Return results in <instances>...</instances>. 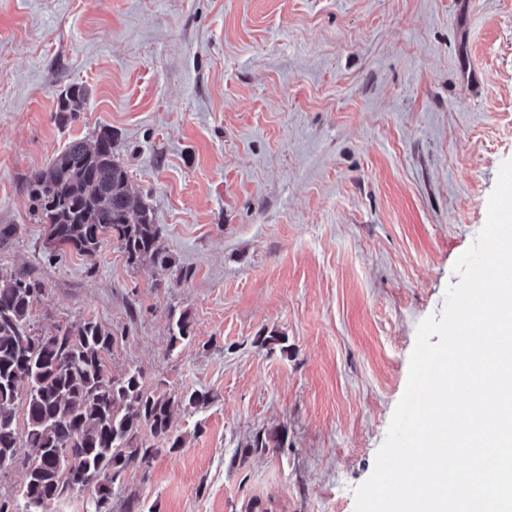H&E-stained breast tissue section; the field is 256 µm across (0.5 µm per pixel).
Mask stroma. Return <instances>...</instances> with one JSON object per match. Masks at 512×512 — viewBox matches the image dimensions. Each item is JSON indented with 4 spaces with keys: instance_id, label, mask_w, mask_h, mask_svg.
<instances>
[{
    "instance_id": "35a3bbf8",
    "label": "stroma",
    "mask_w": 512,
    "mask_h": 512,
    "mask_svg": "<svg viewBox=\"0 0 512 512\" xmlns=\"http://www.w3.org/2000/svg\"><path fill=\"white\" fill-rule=\"evenodd\" d=\"M103 127L187 281L111 241L47 249L28 180ZM508 159L512 0H0V269L42 283L39 332L96 321L111 371L211 394L112 512H355ZM275 427L285 447L240 459ZM89 89L82 84H73L60 94L57 111L63 119L75 120L80 112H84L89 98ZM169 350H176L182 345L189 344L194 339L193 322L187 313L171 316Z\"/></svg>"
}]
</instances>
